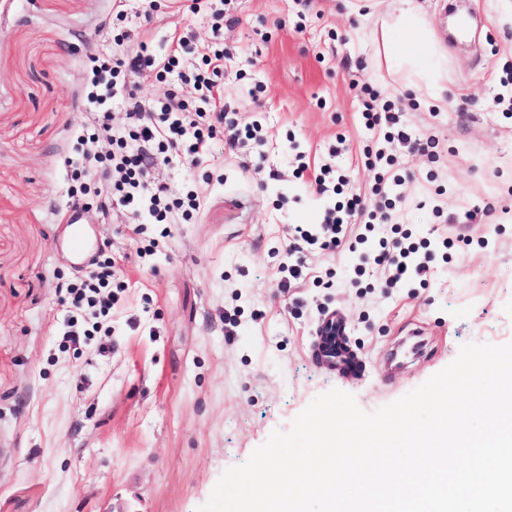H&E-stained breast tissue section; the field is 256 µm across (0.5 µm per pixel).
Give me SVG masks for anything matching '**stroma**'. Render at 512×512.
Instances as JSON below:
<instances>
[{
  "label": "stroma",
  "instance_id": "1",
  "mask_svg": "<svg viewBox=\"0 0 512 512\" xmlns=\"http://www.w3.org/2000/svg\"><path fill=\"white\" fill-rule=\"evenodd\" d=\"M444 58L436 89L388 63L382 22L396 0H0V512H197L223 473L337 388L366 412L418 388L462 345L512 342V0H463L467 42L448 0H418ZM187 62L222 47L225 125L261 124L268 142L231 149L217 135L197 163L154 169L176 201L201 203L162 226L128 215L108 179L71 178L64 162L111 152L92 139L90 62ZM394 102L421 150L393 143L404 180L388 223L350 246L305 255L287 279L289 232L359 195L381 203L356 84ZM158 67L128 72L106 103L114 127L131 101L154 108L180 86ZM347 182L318 195L329 146ZM81 207L119 288L108 315L71 321L65 285L84 269L59 239ZM411 233L432 254L425 283L384 289L354 269L380 238ZM347 325L363 362L349 376L319 362L318 333ZM435 352L392 369L388 353L415 325Z\"/></svg>",
  "mask_w": 512,
  "mask_h": 512
}]
</instances>
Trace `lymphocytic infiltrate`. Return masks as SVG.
Here are the masks:
<instances>
[{
    "label": "lymphocytic infiltrate",
    "mask_w": 512,
    "mask_h": 512,
    "mask_svg": "<svg viewBox=\"0 0 512 512\" xmlns=\"http://www.w3.org/2000/svg\"><path fill=\"white\" fill-rule=\"evenodd\" d=\"M226 51L216 50L201 59L199 67L191 72H183L180 50H172L164 62H156L147 49H140L134 56L117 57L112 63L92 65L94 83L103 85V93L91 96L90 107L95 110L94 121L98 134L113 146L103 162L106 171L112 172V191L123 206L133 212L149 210L156 221L170 224L179 208L178 203L168 202L161 193H149L148 176L158 165L169 163L172 155H184L198 160L208 151L211 140L218 132L217 124L223 121V113L217 112L213 89L215 78L224 69ZM162 65L166 72H179L181 86L167 90L157 103L153 112L135 110L129 118V128L114 129L108 113L102 112L101 104L111 97L116 84L114 79L125 70H138ZM191 88L197 94L195 109H188L183 99L184 88ZM362 117L367 129L385 127L387 141H399L411 149H418L419 138L413 137L400 123L397 113L393 112L389 102L384 101L380 93L373 88L363 86L359 89ZM360 198L353 197L346 203L328 209L318 224H298L294 227V241L288 253L293 261L288 267L292 279L305 278L307 267L298 254L307 246H320L323 249H335L347 239V229L355 212L362 210ZM415 245L395 239L381 242L380 249L374 254L372 263L386 275L385 283L393 287L412 277L423 276L428 269L427 259L417 256ZM115 275L111 262H103L98 272L90 280L72 283L68 286L71 305L76 312L100 307L109 310L111 298L105 297L104 289L111 287Z\"/></svg>",
    "instance_id": "1"
}]
</instances>
